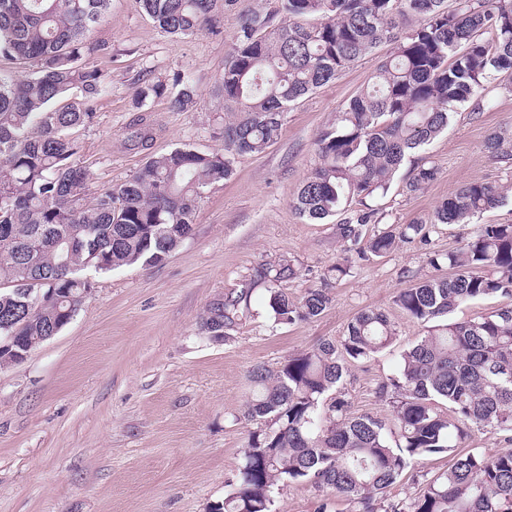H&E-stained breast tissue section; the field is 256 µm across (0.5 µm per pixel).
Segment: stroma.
<instances>
[{
  "label": "stroma",
  "instance_id": "obj_1",
  "mask_svg": "<svg viewBox=\"0 0 512 512\" xmlns=\"http://www.w3.org/2000/svg\"><path fill=\"white\" fill-rule=\"evenodd\" d=\"M233 27L228 14L222 35L175 38L138 0H111L88 41L107 42L112 51L85 57L107 84L94 103V123L79 132L91 191L129 179L146 161L147 154L124 144L146 78L170 85L181 75L195 89L183 112L170 110L163 98L149 101L156 128L150 152L181 146L223 152L226 108L216 89ZM391 51V44L380 45L290 107L280 137L263 154L236 157L232 177L200 200L194 234L178 251L155 265L91 273L94 290L74 319L20 364L0 368V512H208L230 491L257 428L243 417L251 370L340 340L364 309L388 314L398 335L389 348L352 366L340 392L350 415H388L375 389L424 333L394 305L396 291L433 275L429 252L459 247L478 224H512V198L478 223L439 224L427 241L360 262L353 276L331 282V307L310 320L274 323L257 272L294 260L300 275L283 288L297 299L320 287L341 257L334 220L304 221L293 201L319 163L318 132ZM486 98L485 111L461 107L423 150L440 170L437 180L413 194L393 184L381 202L383 224L428 218L470 182L512 188V160L485 148L490 133L512 129V92L492 87ZM249 282V312L225 327L223 340L211 339L201 327L206 309Z\"/></svg>",
  "mask_w": 512,
  "mask_h": 512
}]
</instances>
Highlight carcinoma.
Instances as JSON below:
<instances>
[{
  "mask_svg": "<svg viewBox=\"0 0 512 512\" xmlns=\"http://www.w3.org/2000/svg\"><path fill=\"white\" fill-rule=\"evenodd\" d=\"M110 0H0V56L24 65L0 70V336L14 337L0 366L57 335L93 289L85 270L109 272L160 263L193 235L203 194L228 179L235 157L261 154L280 136L284 113L304 95L336 79L382 43L393 54L371 82L316 137L320 164L294 199L311 222L339 213L336 238L346 256L328 270L340 281L356 260L382 257L399 244L426 239L419 220L365 237L381 222L376 201L390 191L403 161L448 130L460 106L481 112V90L512 91V0H279L278 9L237 8L239 0H139L165 33L192 37L224 32L235 16L232 51L218 92L233 116L224 122V153L176 147L147 157L129 180L88 199L89 176L78 162L76 132L93 123L89 102L105 89L102 74L83 63L87 45ZM171 91L143 81L137 108L167 97L175 112L194 103L193 86L179 77ZM84 100L62 103L74 88ZM152 128H128L125 143L146 150ZM487 151L512 159V129L495 131ZM438 167L414 162L403 191L434 181ZM508 189L472 182L435 208L432 224H468L502 205ZM444 277L415 281L394 304L426 334L401 354L395 373L376 394L391 421L351 416L336 395L349 368L389 348L397 330L376 309L356 313L339 342H322L275 369L250 372L254 389L244 417L263 427L249 434L236 483L211 512H275L285 483H309L345 498L355 512H512V449L487 455L459 449L476 428L512 441V303L467 320L449 315L468 302L512 300V224H482L448 252L428 258ZM295 264L260 272L277 324L321 315L332 303L326 288L294 300L280 288ZM250 289L210 306L202 319L212 335L234 322ZM398 444L393 445L390 438ZM446 454L448 469L420 482L401 506L384 508L388 491L408 468Z\"/></svg>",
  "mask_w": 512,
  "mask_h": 512,
  "instance_id": "1",
  "label": "carcinoma"
}]
</instances>
